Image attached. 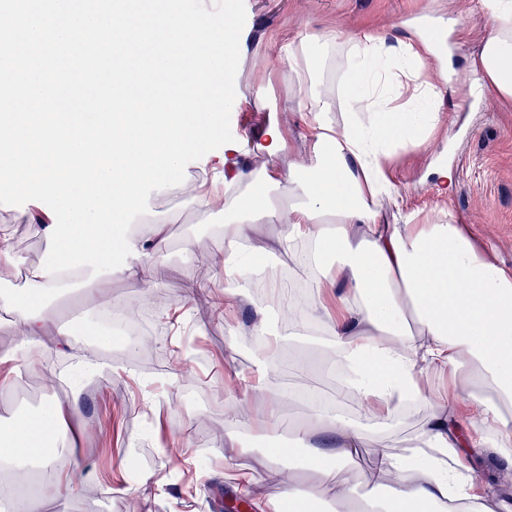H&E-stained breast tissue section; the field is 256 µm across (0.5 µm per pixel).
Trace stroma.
Wrapping results in <instances>:
<instances>
[{
	"label": "stroma",
	"mask_w": 512,
	"mask_h": 512,
	"mask_svg": "<svg viewBox=\"0 0 512 512\" xmlns=\"http://www.w3.org/2000/svg\"><path fill=\"white\" fill-rule=\"evenodd\" d=\"M477 0H245L246 24L240 46L246 57L264 59L254 72L241 106L231 112V131L240 154L252 151L270 114L288 121V135L305 132L288 67L289 43L313 32L354 37L384 30L390 43L410 32H433L449 48L455 67L451 90L441 91L440 114H456L446 130L428 136L420 153L423 163L397 153L391 170L392 190L419 223L455 217L466 224L478 244L494 248L503 267L512 269V104L495 100L483 89L470 60L491 29L482 22ZM439 164L451 171L450 182L432 172ZM154 211L177 213L181 221L167 227L170 248L157 267L163 294L170 300L153 312L151 348L159 364L150 373L113 358L97 375L77 376L74 352L52 347L23 348L20 376L0 380V418L17 416L21 404L42 398L44 373L58 382L59 399L79 389L81 415L63 430L76 462L79 482L61 497L44 500L41 512H131L129 488L141 487L142 512H230L240 494L242 473L267 466L259 455L267 436L249 425L228 426L224 387L245 386L251 363L240 346L224 341V321L213 299L224 292L215 280L208 294L191 293L188 285L205 255L223 249L222 215L196 210L176 193H151ZM195 240L193 254L182 249ZM67 330L99 326L101 313L89 298H55L43 309ZM240 439L238 449L224 446L226 433ZM193 445L179 447L183 435ZM148 461L135 467L136 452ZM505 466L494 453L472 459L470 473L479 493L512 500V485L502 483ZM149 474L139 486L140 474Z\"/></svg>",
	"instance_id": "1"
}]
</instances>
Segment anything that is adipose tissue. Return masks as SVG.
<instances>
[{"label":"adipose tissue","mask_w":512,"mask_h":512,"mask_svg":"<svg viewBox=\"0 0 512 512\" xmlns=\"http://www.w3.org/2000/svg\"><path fill=\"white\" fill-rule=\"evenodd\" d=\"M482 4L495 26L471 65L500 100L511 102L512 0ZM343 50L349 66L337 96L324 73ZM394 52L379 32L342 40L313 33L291 48L307 138L289 143L286 125L272 123L249 161L225 150L209 157L210 180L182 187L189 200L224 216V250L191 290L203 292L213 279H224L214 308L231 337L243 289L262 291L251 303L250 328L258 338L254 382L225 389L240 408L238 423L278 422L283 395L267 382L276 372L280 329L308 336L316 320L324 322L327 342L316 356L291 364L302 379L346 364L355 372V380L337 387L335 403H310L296 429L298 447L264 451L288 512L355 501L369 512H512L510 502L475 495L471 478L446 460L495 448L512 466V270L477 245L465 225L387 222L391 158L396 150H414L442 125L438 113L399 103L383 71L369 69L370 60ZM407 54L414 92H433L435 78L447 73L439 47L420 35ZM135 221L151 230L128 232L140 255L129 259L127 275L139 285L141 304L153 307L169 218L139 215ZM434 374L447 378L444 390H435ZM408 399L430 410L420 432L398 448L369 439L366 425L388 423ZM63 406L50 384L24 421L0 420V468L19 484L35 468L55 477L24 512H40L45 498L59 495V475L73 470L72 459L57 449ZM366 446L374 450L370 466L348 476ZM303 470L317 477L304 492Z\"/></svg>","instance_id":"obj_1"}]
</instances>
